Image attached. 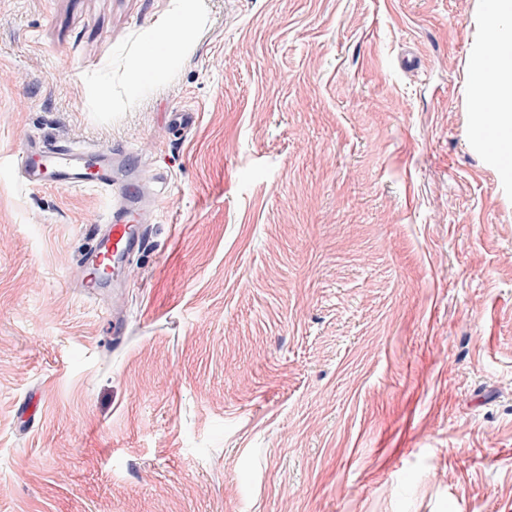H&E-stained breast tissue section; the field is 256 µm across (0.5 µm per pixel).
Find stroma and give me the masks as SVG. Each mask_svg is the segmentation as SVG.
Returning <instances> with one entry per match:
<instances>
[{
	"mask_svg": "<svg viewBox=\"0 0 512 512\" xmlns=\"http://www.w3.org/2000/svg\"><path fill=\"white\" fill-rule=\"evenodd\" d=\"M482 12L0 0V512H512ZM69 139L131 151L154 201L92 299L114 197L14 168Z\"/></svg>",
	"mask_w": 512,
	"mask_h": 512,
	"instance_id": "stroma-1",
	"label": "stroma"
}]
</instances>
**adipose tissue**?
Returning <instances> with one entry per match:
<instances>
[{"label": "adipose tissue", "instance_id": "adipose-tissue-1", "mask_svg": "<svg viewBox=\"0 0 512 512\" xmlns=\"http://www.w3.org/2000/svg\"><path fill=\"white\" fill-rule=\"evenodd\" d=\"M487 42L478 59L477 99L495 106L492 147L502 163L512 162V0H484Z\"/></svg>", "mask_w": 512, "mask_h": 512}]
</instances>
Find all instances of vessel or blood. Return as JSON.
<instances>
[{"instance_id": "obj_1", "label": "vessel or blood", "mask_w": 512, "mask_h": 512, "mask_svg": "<svg viewBox=\"0 0 512 512\" xmlns=\"http://www.w3.org/2000/svg\"><path fill=\"white\" fill-rule=\"evenodd\" d=\"M130 160L127 152L118 155L103 148L57 144L26 148L16 158L17 167L31 186L115 191L125 197L124 207L107 212L104 230L95 234L84 258L80 286L91 297L118 281L126 258L145 243L139 178Z\"/></svg>"}]
</instances>
